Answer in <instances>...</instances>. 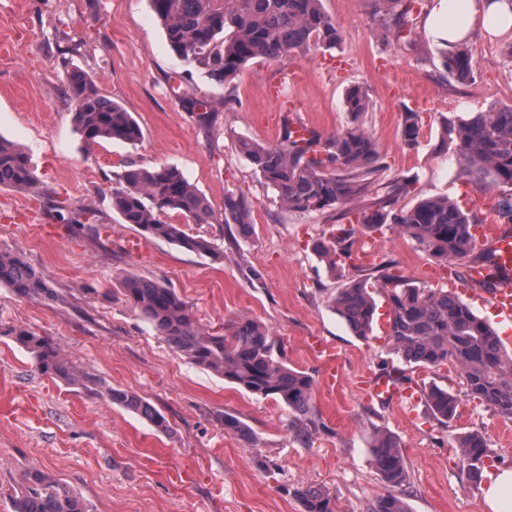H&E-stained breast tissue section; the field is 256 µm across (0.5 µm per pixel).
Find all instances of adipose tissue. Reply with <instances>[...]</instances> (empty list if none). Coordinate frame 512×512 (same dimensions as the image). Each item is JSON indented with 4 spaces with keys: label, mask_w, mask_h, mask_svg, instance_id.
<instances>
[{
    "label": "adipose tissue",
    "mask_w": 512,
    "mask_h": 512,
    "mask_svg": "<svg viewBox=\"0 0 512 512\" xmlns=\"http://www.w3.org/2000/svg\"><path fill=\"white\" fill-rule=\"evenodd\" d=\"M491 34L512 30V0H435L426 20L433 40L467 38L474 27Z\"/></svg>",
    "instance_id": "obj_1"
}]
</instances>
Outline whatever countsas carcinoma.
Wrapping results in <instances>:
<instances>
[{
  "instance_id": "carcinoma-1",
  "label": "carcinoma",
  "mask_w": 512,
  "mask_h": 512,
  "mask_svg": "<svg viewBox=\"0 0 512 512\" xmlns=\"http://www.w3.org/2000/svg\"><path fill=\"white\" fill-rule=\"evenodd\" d=\"M380 21L397 39L411 32L414 0H379ZM161 22L168 44L188 64L209 76L230 82L256 58L285 59L294 52L331 51L341 42L335 21L322 0H149ZM446 72L465 82L474 77L475 62L466 42L447 44L440 52ZM65 97L73 106L77 131L87 145L112 140L135 145L143 138L139 123L122 105L104 96L94 80L80 70L68 73ZM345 108L352 126L321 140L295 138L292 121L283 117L277 145L241 140L238 150L251 163L279 205L306 213L328 207H344L357 200L366 205L356 223L374 232L393 224L406 233L418 249L440 259L471 256L476 246L472 228L483 223L481 209H462L446 196L429 197L407 210H396L399 197L411 191L407 177L386 183L377 179L383 169L375 140L359 124L369 109L367 93L351 87ZM419 115L408 112L402 137L412 146L419 135ZM445 137L457 142L460 160L469 175L512 187V105L492 103L469 119L445 126ZM336 168V172L328 168ZM35 185L34 172L25 151L0 137V188L20 190ZM112 211L147 237L163 240L197 254H219L209 239L186 231L185 224L165 220L175 213L186 224H210L214 211L207 198L175 167H149L127 162L116 175L111 191ZM224 224L238 225L244 236L253 229L248 199L240 194L224 196ZM354 226L336 225L332 239H318L313 250L331 272L342 271L351 260ZM394 263L384 259L371 269L355 267L357 274L339 289L333 306L353 333H371L377 305L373 294L385 298L387 336L391 350L406 362L437 368L454 362L462 371L467 396L488 405L497 415L512 420V357L491 325L476 315L458 295L444 288H420L392 272ZM0 285L20 297L58 300L43 275L19 252L0 251ZM124 301L138 310L173 349L193 364L224 377L253 394L280 399L294 414L293 428L306 438L315 427L312 402L314 380L306 372L288 366L281 347L268 329L248 318L212 334L194 320L187 303L167 285L136 276L122 281ZM14 341L33 355L45 375L72 385H97L80 377L52 340L24 329L11 330ZM433 416L446 423L457 416L460 401L436 385L424 390ZM103 398L134 412L166 432L169 422L140 395L107 388ZM224 428L250 438L248 426L238 418L220 414ZM455 447L466 463L467 479L477 481L491 457L487 439L470 431ZM373 461L384 483L392 488L407 481L404 457L397 439L386 431L373 435ZM305 512H340L336 497L322 488L297 491ZM13 512H89L75 494L38 468L23 475L13 497ZM372 512H409L393 493L379 497Z\"/></svg>"
}]
</instances>
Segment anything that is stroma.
Instances as JSON below:
<instances>
[{
  "instance_id": "obj_1",
  "label": "stroma",
  "mask_w": 512,
  "mask_h": 512,
  "mask_svg": "<svg viewBox=\"0 0 512 512\" xmlns=\"http://www.w3.org/2000/svg\"><path fill=\"white\" fill-rule=\"evenodd\" d=\"M434 3L420 0L411 33L397 40L375 0H322L341 33L336 49L254 59L225 84L170 49L149 0H0V137L25 149L36 178L31 190L0 188V251L23 253L61 296L20 298L0 286V512H13L14 490L33 467L79 494L90 512H303L297 492L309 486L335 495L341 512H371L389 490L370 451L378 429L400 442L408 478L394 491L409 512H490L452 442L482 432L493 451L486 471L512 468V421L466 397L453 365L406 363L378 328L354 335L332 306L344 280L312 250L339 224L338 211L280 207L237 149L242 139L277 144L286 114L324 137L345 130L344 99L358 85L370 99L360 121L381 152V180L413 181L397 208L433 196H497L500 186L463 173L456 146L442 136L445 122L512 104V32L469 40L475 77L458 81L424 30ZM72 68L133 113L141 142L84 143L64 95ZM197 100L207 116L194 110ZM409 111L420 116L412 146L401 135ZM130 160L178 168L196 185L215 219L188 231L217 242L221 257L149 237L141 253L128 250L138 231L113 212L110 193ZM229 193L251 203L249 238L224 223ZM353 248L394 259L396 274L415 285L456 290L496 322L483 289L463 287L464 262L419 251L398 227L357 229ZM129 275L174 288L210 332L242 317L268 327L289 365L314 379L310 440L296 437L280 400L230 384L172 349L125 303ZM15 328L50 337L79 372L146 398L169 433L93 390L42 375L13 342ZM386 367L417 389L448 388L461 399L457 417L440 423L424 401L364 400L360 381ZM221 413L245 422L251 439L224 429Z\"/></svg>"
}]
</instances>
